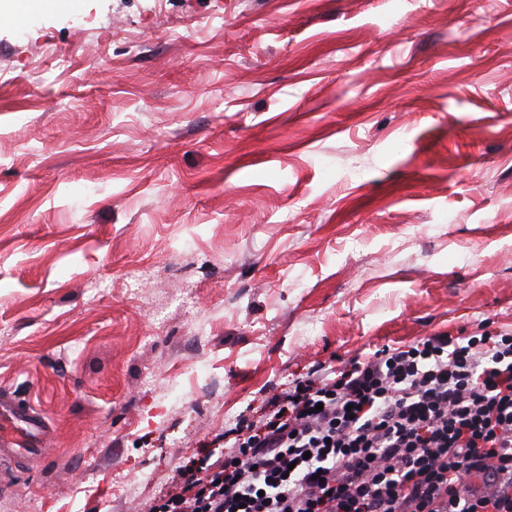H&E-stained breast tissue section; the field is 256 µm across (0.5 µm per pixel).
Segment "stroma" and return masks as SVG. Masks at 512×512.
Returning <instances> with one entry per match:
<instances>
[{
	"label": "stroma",
	"instance_id": "1",
	"mask_svg": "<svg viewBox=\"0 0 512 512\" xmlns=\"http://www.w3.org/2000/svg\"><path fill=\"white\" fill-rule=\"evenodd\" d=\"M512 326V0L0 21V512H144L316 363ZM8 411L9 418L3 419L1 410ZM0 465L8 466L11 469L16 467L17 462L27 461L30 459H42L46 448H27L31 446H44V429L40 421H37L31 414L29 409L22 408L18 405H5L3 398L0 399ZM26 421L31 426V431L23 440H20L9 428L11 420ZM9 423V424H6ZM35 441V442H33Z\"/></svg>",
	"mask_w": 512,
	"mask_h": 512
}]
</instances>
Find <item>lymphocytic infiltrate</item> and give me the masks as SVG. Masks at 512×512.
Returning <instances> with one entry per match:
<instances>
[{
  "mask_svg": "<svg viewBox=\"0 0 512 512\" xmlns=\"http://www.w3.org/2000/svg\"><path fill=\"white\" fill-rule=\"evenodd\" d=\"M146 512H512V328L313 365Z\"/></svg>",
  "mask_w": 512,
  "mask_h": 512,
  "instance_id": "1",
  "label": "lymphocytic infiltrate"
}]
</instances>
